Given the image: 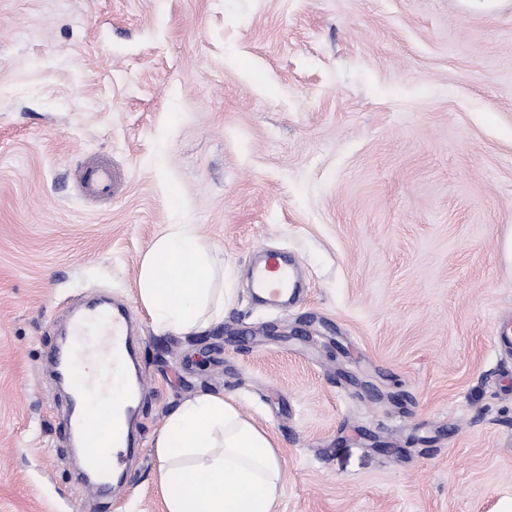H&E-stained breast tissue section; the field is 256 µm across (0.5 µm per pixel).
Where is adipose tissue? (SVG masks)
Instances as JSON below:
<instances>
[{
  "label": "adipose tissue",
  "instance_id": "adipose-tissue-1",
  "mask_svg": "<svg viewBox=\"0 0 512 512\" xmlns=\"http://www.w3.org/2000/svg\"><path fill=\"white\" fill-rule=\"evenodd\" d=\"M219 272L196 225L173 224L145 254L138 298L161 334L195 336L221 322L235 291ZM155 446L165 512H275L282 464L269 434L223 395L183 402Z\"/></svg>",
  "mask_w": 512,
  "mask_h": 512
}]
</instances>
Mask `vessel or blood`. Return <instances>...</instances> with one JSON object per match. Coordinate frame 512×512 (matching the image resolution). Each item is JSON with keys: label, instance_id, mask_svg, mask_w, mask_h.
<instances>
[{"label": "vessel or blood", "instance_id": "b4317fda", "mask_svg": "<svg viewBox=\"0 0 512 512\" xmlns=\"http://www.w3.org/2000/svg\"><path fill=\"white\" fill-rule=\"evenodd\" d=\"M75 178L84 196L102 198L113 194L116 179L109 164L86 163L76 168ZM254 282L266 303L280 307L291 300L294 291V270L276 253H268L254 273ZM130 313L116 307L97 310L94 315L76 314L72 325L74 340L66 349L57 351L52 362L59 378H66L76 363L93 364L87 386L99 393L107 387L117 388L125 412H132L144 384L141 376L127 367ZM68 434L82 440L83 486L88 495L96 497L112 491V479L119 475L133 442L130 434L118 431L108 417H91L85 396L73 401L71 417L66 424Z\"/></svg>", "mask_w": 512, "mask_h": 512}]
</instances>
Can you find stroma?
<instances>
[{
    "label": "stroma",
    "mask_w": 512,
    "mask_h": 512,
    "mask_svg": "<svg viewBox=\"0 0 512 512\" xmlns=\"http://www.w3.org/2000/svg\"><path fill=\"white\" fill-rule=\"evenodd\" d=\"M111 161V202L72 170ZM190 222L235 291L156 333L140 263ZM512 0H0V512H164L155 440L203 393L273 438L276 512L512 507ZM266 250L303 290L259 303ZM128 303L150 391L87 498L47 357Z\"/></svg>",
    "instance_id": "stroma-1"
}]
</instances>
